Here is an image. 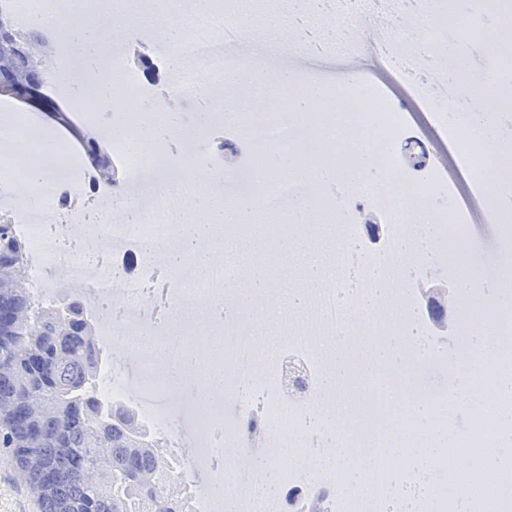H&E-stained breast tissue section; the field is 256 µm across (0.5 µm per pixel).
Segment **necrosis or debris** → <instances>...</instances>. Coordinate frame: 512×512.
I'll use <instances>...</instances> for the list:
<instances>
[{"instance_id":"necrosis-or-debris-1","label":"necrosis or debris","mask_w":512,"mask_h":512,"mask_svg":"<svg viewBox=\"0 0 512 512\" xmlns=\"http://www.w3.org/2000/svg\"><path fill=\"white\" fill-rule=\"evenodd\" d=\"M288 0H0L16 43L39 42L45 84L76 122L108 145L116 176L103 190L86 152L0 99V223L27 245L29 283L42 304L77 300L105 356L100 398L133 408L160 439L189 438L177 472L192 512H512V0H322L273 38L275 60L240 48ZM106 33L95 65L72 50L86 17ZM471 169L493 247L487 287L458 288L475 262L470 210L428 157L427 145L382 86L323 82L277 58L356 56L367 42ZM462 71V80L451 74ZM370 94L380 110L364 125ZM201 108L204 123L168 134L167 112ZM498 125L492 150L460 147L471 121ZM234 165L197 148L215 135ZM310 154L348 184L285 172L261 179L255 155ZM256 207L279 224L271 241L251 224H216L186 244L182 227L219 203ZM318 246L327 278L310 286L283 262ZM299 367L304 391L285 384ZM360 399L348 403L351 391ZM501 416L484 422L480 406ZM293 409L282 430L269 404ZM493 451L497 493L469 494L478 459L465 433ZM390 456L392 472L378 461ZM346 471L351 484L337 482Z\"/></svg>"}]
</instances>
